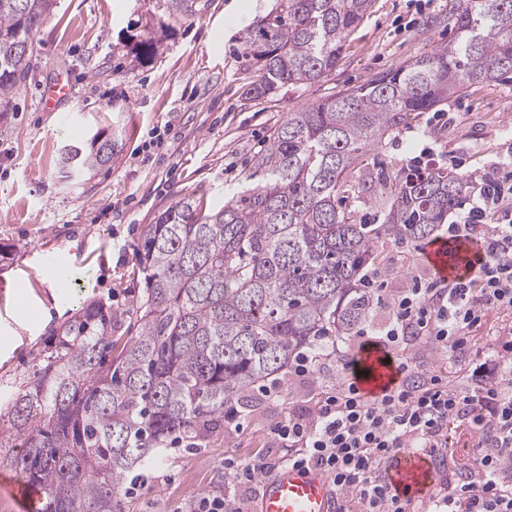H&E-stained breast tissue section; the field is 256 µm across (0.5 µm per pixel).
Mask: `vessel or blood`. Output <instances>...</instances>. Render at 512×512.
<instances>
[{
    "label": "vessel or blood",
    "mask_w": 512,
    "mask_h": 512,
    "mask_svg": "<svg viewBox=\"0 0 512 512\" xmlns=\"http://www.w3.org/2000/svg\"><path fill=\"white\" fill-rule=\"evenodd\" d=\"M423 255L436 276L455 280L473 274L479 264L477 244H449L438 240L427 244ZM363 371L354 380L358 392L366 399L381 397L392 389L399 373L395 362L383 351L367 347L362 354ZM390 483L398 496L420 498L427 496L435 482L431 462L411 452L395 469L388 472ZM8 489L16 503V512H37L41 494L17 479L0 476V490ZM332 489L328 478L316 471L291 468L264 478L257 512H332Z\"/></svg>",
    "instance_id": "obj_1"
}]
</instances>
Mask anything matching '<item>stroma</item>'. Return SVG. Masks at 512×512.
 <instances>
[{
    "instance_id": "1",
    "label": "stroma",
    "mask_w": 512,
    "mask_h": 512,
    "mask_svg": "<svg viewBox=\"0 0 512 512\" xmlns=\"http://www.w3.org/2000/svg\"><path fill=\"white\" fill-rule=\"evenodd\" d=\"M272 0H196L194 14L171 0H56L35 36L27 77L0 114V393L31 371L53 330L96 300L122 310L144 291L132 275L143 225L185 195L223 205L273 125L287 112L366 83L376 72L429 54L455 35L450 0H373L346 41L335 74L272 99L244 100L252 71L238 51L248 21ZM161 33L152 57L137 59L132 35ZM69 77L71 99L57 111L41 94ZM447 121L405 129L374 153L382 168L401 167L434 144L444 167L460 151L465 173L492 158H512V81L468 89L450 99ZM158 147L144 151L152 129ZM116 145L110 165L66 179L59 155L93 136ZM334 367L297 380L275 401H256L243 429L211 436L197 451L167 449L147 467L152 488L131 498L132 512H179L185 502L222 489L225 458L248 462L266 455L265 434L284 416L302 414ZM468 424L448 432L447 460L435 463L433 494L475 457Z\"/></svg>"
}]
</instances>
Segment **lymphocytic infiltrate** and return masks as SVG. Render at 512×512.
<instances>
[{"label": "lymphocytic infiltrate", "instance_id": "1", "mask_svg": "<svg viewBox=\"0 0 512 512\" xmlns=\"http://www.w3.org/2000/svg\"><path fill=\"white\" fill-rule=\"evenodd\" d=\"M477 176L478 196L447 228L449 240L479 246L472 277L446 281L412 273L393 297L384 291V272L367 281L375 306L387 308L388 317L365 323L359 333L396 358L399 385L372 401L360 397L351 380L327 386L311 412L286 416L268 430L280 458L244 467L226 461L223 489L186 503L183 512H248L262 476L288 467L322 470L334 488L333 512H414V501L392 494L383 465L400 448L440 457L458 423L474 426L479 458L424 512H512V384H452L445 374L414 371L408 356L423 346L456 359L477 349L474 333L490 313L512 310V162L490 161ZM480 352L482 367L511 374L512 324L500 326Z\"/></svg>", "mask_w": 512, "mask_h": 512}]
</instances>
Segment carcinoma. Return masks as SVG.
<instances>
[{
    "instance_id": "obj_1",
    "label": "carcinoma",
    "mask_w": 512,
    "mask_h": 512,
    "mask_svg": "<svg viewBox=\"0 0 512 512\" xmlns=\"http://www.w3.org/2000/svg\"><path fill=\"white\" fill-rule=\"evenodd\" d=\"M372 0H273L242 38L250 99L332 75ZM55 0H0V104L20 88ZM455 38L366 83L287 113L218 209L184 196L144 225L145 291L117 313L92 301L62 323L44 366L0 402V467L43 490V512H124L123 488L159 449L201 448L224 407L249 406L294 355L336 354L369 319L365 270L389 245L430 241L470 193L469 175L390 172L368 152L448 98L512 75V0H455ZM114 144L63 147L62 170L112 162ZM385 196L380 214L346 204ZM131 317L140 330L114 335Z\"/></svg>"
}]
</instances>
